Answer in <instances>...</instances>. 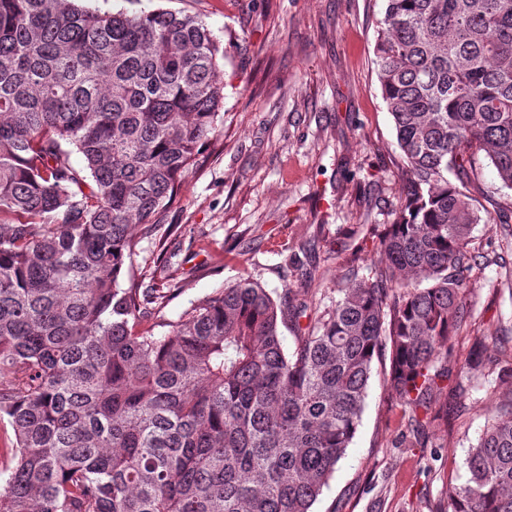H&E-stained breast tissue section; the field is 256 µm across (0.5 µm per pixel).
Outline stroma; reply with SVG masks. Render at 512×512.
<instances>
[{
	"mask_svg": "<svg viewBox=\"0 0 512 512\" xmlns=\"http://www.w3.org/2000/svg\"><path fill=\"white\" fill-rule=\"evenodd\" d=\"M85 6L201 16L224 52V111L168 205L166 237L144 236L132 273L169 297L156 319L178 321L240 276L272 297L309 292L335 301L352 255L379 260L366 232L390 221L404 174L383 101L375 42L383 0H84ZM469 190L491 221L475 225L477 253L497 249L512 225V190L487 159ZM308 277L297 274L296 265ZM461 335L512 328V253L483 266L464 294ZM512 379L480 378L451 426L427 425L412 446L411 416L393 400L382 367L369 382L357 433L313 512H430L449 484L468 477L497 393Z\"/></svg>",
	"mask_w": 512,
	"mask_h": 512,
	"instance_id": "stroma-1",
	"label": "stroma"
}]
</instances>
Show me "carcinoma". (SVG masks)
I'll use <instances>...</instances> for the list:
<instances>
[{
    "label": "carcinoma",
    "instance_id": "1",
    "mask_svg": "<svg viewBox=\"0 0 512 512\" xmlns=\"http://www.w3.org/2000/svg\"><path fill=\"white\" fill-rule=\"evenodd\" d=\"M375 43L405 163L384 259L309 307L241 277L161 336L119 276L216 133L217 37L197 16L0 0V512H312L361 421L374 360L424 425L478 372L512 376V335L448 347L474 225L457 170L484 153L512 189V0H385ZM84 158L76 168L68 149ZM295 331L283 346L282 329ZM433 512H512V387Z\"/></svg>",
    "mask_w": 512,
    "mask_h": 512
}]
</instances>
